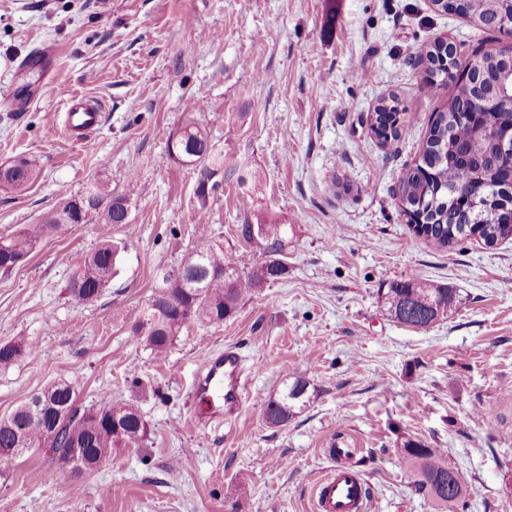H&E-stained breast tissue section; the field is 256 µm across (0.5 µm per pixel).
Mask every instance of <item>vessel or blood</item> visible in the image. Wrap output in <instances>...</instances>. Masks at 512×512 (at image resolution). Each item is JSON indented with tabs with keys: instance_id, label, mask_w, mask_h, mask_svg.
<instances>
[{
	"instance_id": "obj_1",
	"label": "vessel or blood",
	"mask_w": 512,
	"mask_h": 512,
	"mask_svg": "<svg viewBox=\"0 0 512 512\" xmlns=\"http://www.w3.org/2000/svg\"><path fill=\"white\" fill-rule=\"evenodd\" d=\"M101 120L100 110L92 105L82 103L68 110V127L81 135L95 130ZM247 397L241 355L235 346H225L222 353L205 356L199 367L191 389L195 405L193 422L200 428L215 421L233 423ZM355 454V449L348 445L331 449L334 465L317 486L316 512H367L365 480L360 471L346 465Z\"/></svg>"
}]
</instances>
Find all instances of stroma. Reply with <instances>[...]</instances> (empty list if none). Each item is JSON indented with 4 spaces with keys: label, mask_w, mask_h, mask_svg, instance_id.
<instances>
[{
    "label": "stroma",
    "mask_w": 512,
    "mask_h": 512,
    "mask_svg": "<svg viewBox=\"0 0 512 512\" xmlns=\"http://www.w3.org/2000/svg\"><path fill=\"white\" fill-rule=\"evenodd\" d=\"M438 38L465 58L512 47L429 0H0V165H38L24 191L0 189V233L96 176L129 203L112 231L118 273L93 302L67 288L72 255L97 244L91 224L0 273V345L35 344L0 366V417L65 381L78 411L109 396L148 429L77 478L49 449L21 457L0 470V512H312L341 438L359 446L371 512H438L401 460L408 439L465 473V512H512V238L434 248L397 195L454 90L422 89L416 56ZM389 96L407 125L386 147L366 119ZM76 98L104 111L78 144L60 131ZM188 122L237 166L202 210L193 170L168 151ZM270 218L290 227L284 278L221 326L187 323L164 352L133 334L159 269L211 238L249 273L262 257L238 227ZM414 278L456 288L457 311L426 329L394 321L381 295ZM229 344L249 397L202 430L188 400L198 361ZM288 376L308 381V401L268 427Z\"/></svg>",
    "instance_id": "stroma-1"
}]
</instances>
